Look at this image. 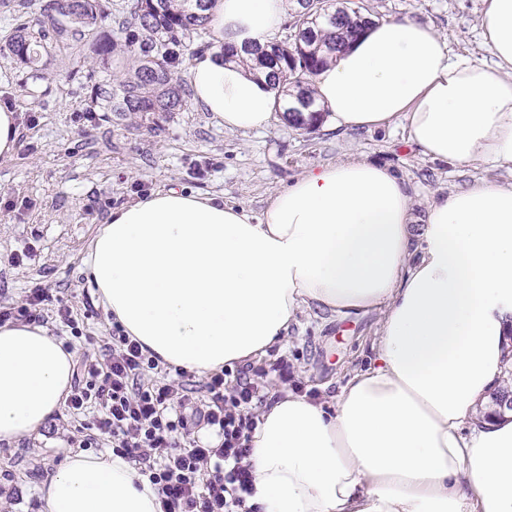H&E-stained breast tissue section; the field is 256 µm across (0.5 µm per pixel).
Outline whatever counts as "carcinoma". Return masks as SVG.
Instances as JSON below:
<instances>
[{"instance_id": "obj_1", "label": "carcinoma", "mask_w": 512, "mask_h": 512, "mask_svg": "<svg viewBox=\"0 0 512 512\" xmlns=\"http://www.w3.org/2000/svg\"><path fill=\"white\" fill-rule=\"evenodd\" d=\"M215 0H129L130 20L108 35L100 31L105 18L101 0H46L38 16L19 15L11 34L0 42V52L30 68V79H39L37 61L53 50L92 43L98 66L87 78L94 94L104 98V111L152 113L163 118L179 112L188 95L187 80L179 68L176 48L198 41L196 51L213 48L206 41L212 27ZM322 0H308L310 14L294 10L287 23V40L249 52L255 66L267 70L280 95L314 106L312 78L336 53L363 31L367 20L360 8L336 7L327 12L316 7ZM38 27V35L31 28ZM133 56L134 64L124 80L111 85V59L119 49Z\"/></svg>"}]
</instances>
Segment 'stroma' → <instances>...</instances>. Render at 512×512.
Segmentation results:
<instances>
[{
	"label": "stroma",
	"instance_id": "35a3bbf8",
	"mask_svg": "<svg viewBox=\"0 0 512 512\" xmlns=\"http://www.w3.org/2000/svg\"><path fill=\"white\" fill-rule=\"evenodd\" d=\"M364 14L387 19L409 11L447 34L454 49L481 52V0H357ZM96 63L89 46L42 57V78L0 54V104L17 115L20 137L11 158L0 159V306L20 303L41 285L54 297L49 311L65 304L84 340L76 353L102 352L112 318L90 288L84 271L88 249L116 208L158 190L185 188L222 198L260 214L267 201L298 175L355 153L387 165L409 185L416 205L433 194L467 187L478 179L512 180V173L484 164L450 165L431 160L408 144L402 124L342 131L329 122L299 129L277 118L258 131L230 132L212 113L187 103L152 129L144 118L102 111L91 98L74 57ZM22 262H15V255ZM378 313L325 320L308 312L254 369L277 359L288 378L269 376L273 390L285 385L332 397L350 370L364 366ZM94 413L55 414L40 433L0 442V512H41L40 488L79 443L111 449L97 434Z\"/></svg>",
	"mask_w": 512,
	"mask_h": 512
}]
</instances>
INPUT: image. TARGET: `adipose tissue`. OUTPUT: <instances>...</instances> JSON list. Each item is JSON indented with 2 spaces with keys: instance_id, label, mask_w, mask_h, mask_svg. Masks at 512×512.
Here are the masks:
<instances>
[{
  "instance_id": "1",
  "label": "adipose tissue",
  "mask_w": 512,
  "mask_h": 512,
  "mask_svg": "<svg viewBox=\"0 0 512 512\" xmlns=\"http://www.w3.org/2000/svg\"><path fill=\"white\" fill-rule=\"evenodd\" d=\"M286 0H216L214 37L266 45ZM484 55L454 52L414 14L376 20L314 77L336 127L402 121L432 160L512 172V0H482ZM193 101L230 131L273 118L277 88L249 63L198 53ZM113 321L198 374L284 343L299 314L379 311L367 367L333 404L277 393L251 438L260 512H512V183L479 179L414 212L390 167L349 157L299 175L260 217L183 189L113 211L84 260ZM74 355L48 327L0 325V440L39 434L68 394ZM42 512H160L113 452L68 454Z\"/></svg>"
}]
</instances>
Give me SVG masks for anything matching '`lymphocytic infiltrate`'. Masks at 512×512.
Segmentation results:
<instances>
[{
  "label": "lymphocytic infiltrate",
  "mask_w": 512,
  "mask_h": 512,
  "mask_svg": "<svg viewBox=\"0 0 512 512\" xmlns=\"http://www.w3.org/2000/svg\"><path fill=\"white\" fill-rule=\"evenodd\" d=\"M53 301L29 288L19 304L0 307V325H41ZM269 388L247 371L235 379L210 374L196 384L183 369L170 372L120 325L97 358L85 359L64 401L67 413L96 410V428L156 486L162 512H256L251 434Z\"/></svg>",
  "instance_id": "1"
}]
</instances>
